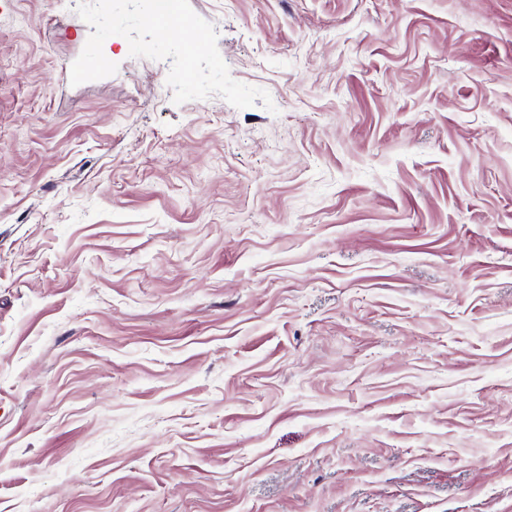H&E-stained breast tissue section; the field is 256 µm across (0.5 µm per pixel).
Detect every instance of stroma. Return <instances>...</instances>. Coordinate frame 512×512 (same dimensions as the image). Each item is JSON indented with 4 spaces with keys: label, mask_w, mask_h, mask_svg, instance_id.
<instances>
[{
    "label": "stroma",
    "mask_w": 512,
    "mask_h": 512,
    "mask_svg": "<svg viewBox=\"0 0 512 512\" xmlns=\"http://www.w3.org/2000/svg\"><path fill=\"white\" fill-rule=\"evenodd\" d=\"M0 0V512H512V0H189L275 105Z\"/></svg>",
    "instance_id": "obj_1"
}]
</instances>
